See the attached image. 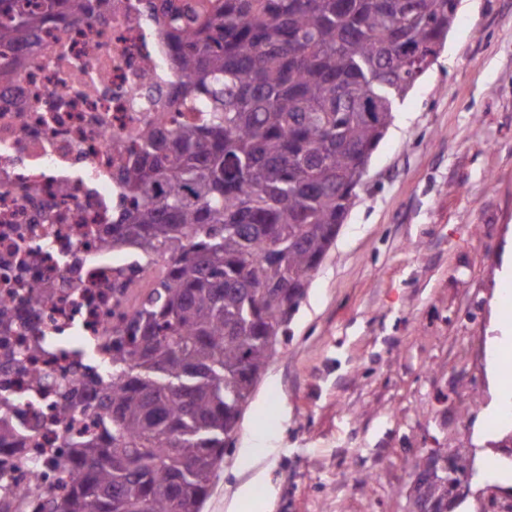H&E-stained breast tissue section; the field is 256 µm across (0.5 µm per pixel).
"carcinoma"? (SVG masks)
<instances>
[{
    "label": "carcinoma",
    "instance_id": "1",
    "mask_svg": "<svg viewBox=\"0 0 512 512\" xmlns=\"http://www.w3.org/2000/svg\"><path fill=\"white\" fill-rule=\"evenodd\" d=\"M459 0H201L163 14L192 120L142 132L121 173L132 205L102 247L156 263L112 330L94 386L99 435L66 449L75 476L39 512H201L244 406L276 354L393 121L444 46ZM86 0L0 21V44ZM18 433L0 416V447ZM448 512V488L415 500Z\"/></svg>",
    "mask_w": 512,
    "mask_h": 512
}]
</instances>
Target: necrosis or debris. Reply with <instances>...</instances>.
I'll return each instance as SVG.
<instances>
[{"instance_id":"necrosis-or-debris-1","label":"necrosis or debris","mask_w":512,"mask_h":512,"mask_svg":"<svg viewBox=\"0 0 512 512\" xmlns=\"http://www.w3.org/2000/svg\"><path fill=\"white\" fill-rule=\"evenodd\" d=\"M160 0H91L93 20L48 23L10 49L0 82V411L25 434L0 453V496L35 507L60 490L68 438L98 433L91 372L107 369L112 279L127 255L100 248L126 205L127 147L175 116ZM42 295L32 299L33 288ZM80 403L60 417L61 392Z\"/></svg>"}]
</instances>
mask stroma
Wrapping results in <instances>:
<instances>
[{
    "label": "stroma",
    "instance_id": "35a3bbf8",
    "mask_svg": "<svg viewBox=\"0 0 512 512\" xmlns=\"http://www.w3.org/2000/svg\"><path fill=\"white\" fill-rule=\"evenodd\" d=\"M358 202L244 409L203 512H409L427 454L472 451L453 512L512 499L484 415L490 305L512 229V0H459Z\"/></svg>",
    "mask_w": 512,
    "mask_h": 512
}]
</instances>
